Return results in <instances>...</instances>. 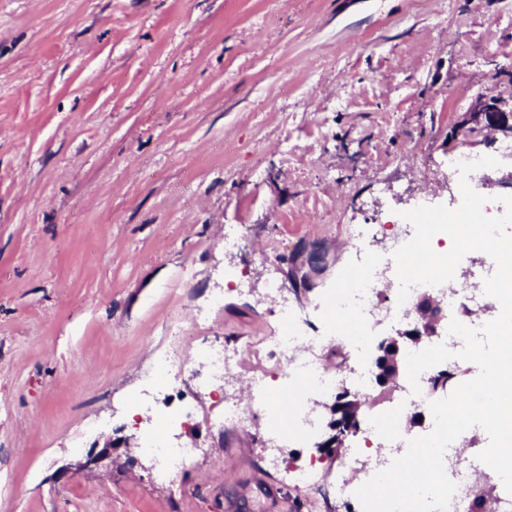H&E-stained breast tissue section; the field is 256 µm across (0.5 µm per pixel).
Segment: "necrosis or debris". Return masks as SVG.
<instances>
[{
	"instance_id": "1",
	"label": "necrosis or debris",
	"mask_w": 512,
	"mask_h": 512,
	"mask_svg": "<svg viewBox=\"0 0 512 512\" xmlns=\"http://www.w3.org/2000/svg\"><path fill=\"white\" fill-rule=\"evenodd\" d=\"M377 232L378 227L374 224L358 228L354 249L363 256L359 286L336 299L337 310L350 322L356 347L354 360L343 373L334 374L327 370L323 362L325 346L322 338L310 335L305 321L297 319L283 302L278 305V329L262 336L228 337L222 343H211L195 352L196 359L206 369L201 387L225 393V427L246 433L257 416H264L268 434L261 452L271 461L279 459L276 438L283 425H290L306 437L319 428L321 420L311 410L307 379H316L330 394L346 387L362 396H370L374 363L369 345L376 329L383 325L396 327L414 317L415 299L421 290L413 288L409 299L398 303L399 283L393 251L373 249L371 241ZM437 291L449 308H462L481 322H489L500 313L498 301L484 295L482 281L458 288L443 284ZM248 358L255 360L256 366L251 374L248 395L240 400L227 393L226 388ZM431 377L428 371L421 374V392L417 395L412 394L408 380H401L391 406L385 412L365 418L360 429L351 434V454L333 491L337 501H352L360 485L405 453L409 433L404 424L411 416L428 410L432 399L429 391ZM275 380L287 391V404L270 399L271 383ZM468 445V437L463 434L444 453L445 470L457 484L449 512H471L472 502L481 491L480 476L488 470L487 465L475 456L466 454Z\"/></svg>"
}]
</instances>
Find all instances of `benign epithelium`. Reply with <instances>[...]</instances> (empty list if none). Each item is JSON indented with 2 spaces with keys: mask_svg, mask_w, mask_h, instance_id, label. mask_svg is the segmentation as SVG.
<instances>
[{
  "mask_svg": "<svg viewBox=\"0 0 512 512\" xmlns=\"http://www.w3.org/2000/svg\"><path fill=\"white\" fill-rule=\"evenodd\" d=\"M474 124L493 134L512 135V109L503 108V101L496 95L480 96L467 113L462 126ZM417 319L413 328L403 329L395 335L381 340L378 351L380 366L375 371V379L383 387L381 398H389L394 390L404 347L413 346L437 333V324L443 315V305L438 297L422 296L416 303ZM318 406L331 414L330 433L317 447L326 455L337 456L346 448L349 434L361 426L363 401L359 395L349 389L338 391L331 402H320ZM113 445L108 440L96 453L87 455L85 461L78 464L76 472L92 469L105 460H112ZM495 488L486 485L478 499L477 512H498L499 498Z\"/></svg>",
  "mask_w": 512,
  "mask_h": 512,
  "instance_id": "obj_1",
  "label": "benign epithelium"
}]
</instances>
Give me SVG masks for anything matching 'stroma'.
<instances>
[{"instance_id": "stroma-1", "label": "stroma", "mask_w": 512, "mask_h": 512, "mask_svg": "<svg viewBox=\"0 0 512 512\" xmlns=\"http://www.w3.org/2000/svg\"><path fill=\"white\" fill-rule=\"evenodd\" d=\"M486 92L512 106V0H0V512H309L193 383L136 400L160 356L278 327L272 279L337 371L355 229L456 198L450 160L503 140L462 124ZM232 267L251 290L214 303ZM160 412L200 448L177 492L124 445Z\"/></svg>"}]
</instances>
